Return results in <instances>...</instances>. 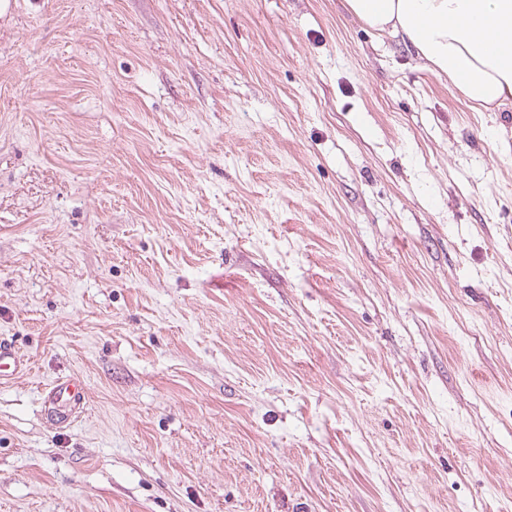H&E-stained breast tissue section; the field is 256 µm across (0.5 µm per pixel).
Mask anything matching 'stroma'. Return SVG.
<instances>
[{"instance_id": "35a3bbf8", "label": "stroma", "mask_w": 512, "mask_h": 512, "mask_svg": "<svg viewBox=\"0 0 512 512\" xmlns=\"http://www.w3.org/2000/svg\"><path fill=\"white\" fill-rule=\"evenodd\" d=\"M0 337V512H512V104L343 0H0ZM30 360L24 358L12 342L0 338V380L30 374ZM44 393L42 410L47 417L59 424L70 423L84 400L83 384L76 378L58 380Z\"/></svg>"}]
</instances>
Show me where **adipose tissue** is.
<instances>
[{
	"instance_id": "ef3b65f1",
	"label": "adipose tissue",
	"mask_w": 512,
	"mask_h": 512,
	"mask_svg": "<svg viewBox=\"0 0 512 512\" xmlns=\"http://www.w3.org/2000/svg\"><path fill=\"white\" fill-rule=\"evenodd\" d=\"M344 2L371 29L400 38L469 101L512 103V0Z\"/></svg>"
}]
</instances>
